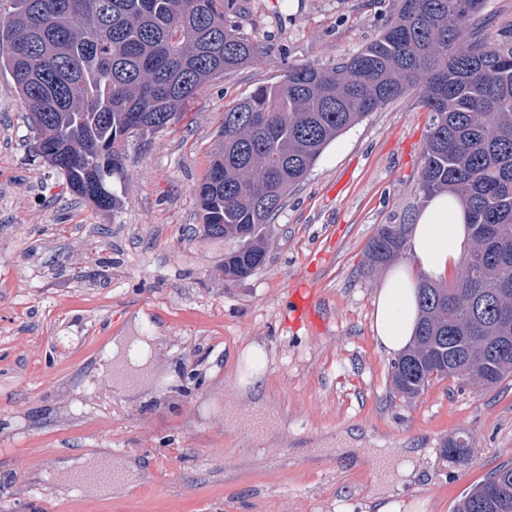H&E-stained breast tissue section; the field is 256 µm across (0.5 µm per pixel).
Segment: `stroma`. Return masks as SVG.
Instances as JSON below:
<instances>
[{"label":"stroma","instance_id":"1","mask_svg":"<svg viewBox=\"0 0 512 512\" xmlns=\"http://www.w3.org/2000/svg\"><path fill=\"white\" fill-rule=\"evenodd\" d=\"M243 31L260 62L205 85L178 122L124 143L122 204L73 194L36 158L9 71L0 70V512H378L374 460L345 466V435L395 455L421 449L398 512H455L512 462V378L491 389L430 382L394 393L368 270L378 225L412 224L430 198L420 156L429 112L409 93L343 131L291 189L266 231L264 265L225 281L231 241L196 233L195 190L224 109L279 82L286 65H328L375 38L393 0H249ZM318 323L293 321L292 287ZM117 336L150 337L138 384L108 381ZM263 347L246 399L237 358ZM465 436L468 466L441 454ZM111 460L123 488L79 486L63 467Z\"/></svg>","mask_w":512,"mask_h":512}]
</instances>
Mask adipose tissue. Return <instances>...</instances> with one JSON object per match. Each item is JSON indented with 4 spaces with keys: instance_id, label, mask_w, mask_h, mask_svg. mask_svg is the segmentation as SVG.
<instances>
[{
    "instance_id": "ef3b65f1",
    "label": "adipose tissue",
    "mask_w": 512,
    "mask_h": 512,
    "mask_svg": "<svg viewBox=\"0 0 512 512\" xmlns=\"http://www.w3.org/2000/svg\"><path fill=\"white\" fill-rule=\"evenodd\" d=\"M469 237L460 201L441 193L414 218L412 260L394 265L374 300L376 340L386 352L410 345L419 317L417 286L420 276L448 280L455 271Z\"/></svg>"
}]
</instances>
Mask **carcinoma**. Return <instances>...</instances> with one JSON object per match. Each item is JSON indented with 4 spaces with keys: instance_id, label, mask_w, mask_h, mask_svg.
Masks as SVG:
<instances>
[{
    "instance_id": "carcinoma-1",
    "label": "carcinoma",
    "mask_w": 512,
    "mask_h": 512,
    "mask_svg": "<svg viewBox=\"0 0 512 512\" xmlns=\"http://www.w3.org/2000/svg\"><path fill=\"white\" fill-rule=\"evenodd\" d=\"M485 0H397L379 35L330 66H287L224 110L209 171L196 190L203 236L238 247L224 281L265 261L262 229L288 190L344 130L417 92L430 112L422 189L462 203L471 235L455 279H422L414 343L391 363L397 394L434 379L493 388L512 377V42L483 33ZM240 0H0V70L11 72L39 151L76 196L120 203L121 145L156 133L208 82L263 58L268 46L230 20ZM405 224H381L370 270L407 246ZM468 443L448 440L459 466ZM456 512H512V464L465 495Z\"/></svg>"
}]
</instances>
